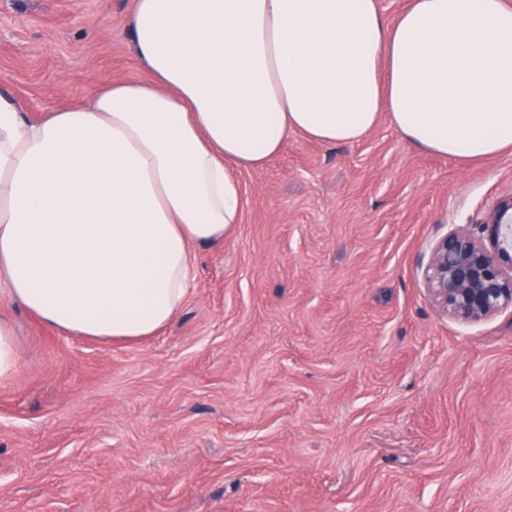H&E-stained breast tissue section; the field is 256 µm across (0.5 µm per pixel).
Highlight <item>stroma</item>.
I'll list each match as a JSON object with an SVG mask.
<instances>
[{
    "mask_svg": "<svg viewBox=\"0 0 512 512\" xmlns=\"http://www.w3.org/2000/svg\"><path fill=\"white\" fill-rule=\"evenodd\" d=\"M129 2L0 0V93L37 120L146 79ZM239 180L155 336H65L0 294V512H512V309L460 323L424 278L512 194V151L462 163L383 117ZM19 365L17 339L12 326L0 320V381L10 378Z\"/></svg>",
    "mask_w": 512,
    "mask_h": 512,
    "instance_id": "stroma-1",
    "label": "stroma"
}]
</instances>
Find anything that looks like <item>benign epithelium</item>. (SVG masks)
Here are the masks:
<instances>
[{"label": "benign epithelium", "instance_id": "benign-epithelium-1", "mask_svg": "<svg viewBox=\"0 0 512 512\" xmlns=\"http://www.w3.org/2000/svg\"><path fill=\"white\" fill-rule=\"evenodd\" d=\"M475 227L438 240L424 274L435 303L464 323L512 307V195L497 200Z\"/></svg>", "mask_w": 512, "mask_h": 512}]
</instances>
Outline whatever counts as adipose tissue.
I'll return each instance as SVG.
<instances>
[{"label": "adipose tissue", "instance_id": "obj_1", "mask_svg": "<svg viewBox=\"0 0 512 512\" xmlns=\"http://www.w3.org/2000/svg\"><path fill=\"white\" fill-rule=\"evenodd\" d=\"M152 80L27 119L0 94V287L70 336L179 314L199 248L241 220L238 173L290 134L354 143L388 116L468 163L512 149V0H130Z\"/></svg>", "mask_w": 512, "mask_h": 512}]
</instances>
